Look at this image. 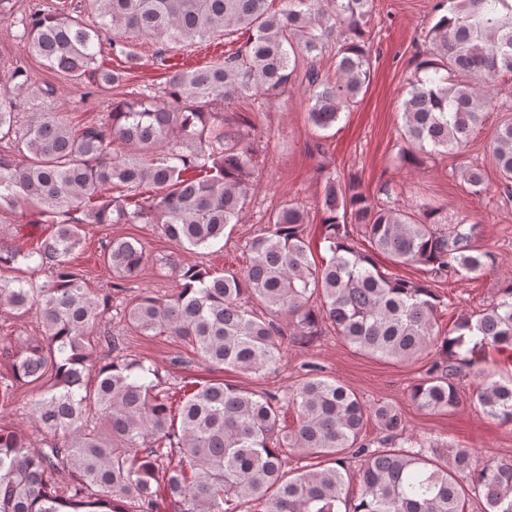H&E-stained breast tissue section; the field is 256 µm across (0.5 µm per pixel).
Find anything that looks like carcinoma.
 Instances as JSON below:
<instances>
[{"label": "carcinoma", "mask_w": 512, "mask_h": 512, "mask_svg": "<svg viewBox=\"0 0 512 512\" xmlns=\"http://www.w3.org/2000/svg\"><path fill=\"white\" fill-rule=\"evenodd\" d=\"M87 8L91 21L40 9L20 19L24 50L50 70L89 79L86 99L124 79L122 71L93 67L105 44L131 69L139 61L134 38L166 48L238 32L247 39L207 66L176 70L163 85L113 105L100 122L75 126L53 113L24 122L15 96L0 95V206L35 204L32 223L55 225L32 249L0 238V268L22 260L47 272L38 286L0 278V310L31 314L43 329L6 353L0 409L10 406L17 386H34L29 414L50 435L34 449L25 433L0 425V512H158L161 490L171 512H241L247 504L256 512H465L472 497L482 512H512L511 462L478 470L466 449L438 462L425 440L396 448L400 411L386 402L366 407L313 364L288 392L286 404L297 413L290 430L274 394L217 380L184 392L175 410L157 368L142 359L94 358L97 347L114 352L125 337L91 335L113 310L71 265L83 226L152 224L182 247L223 238L249 205L255 163V124L239 114L230 126L225 108L299 81L312 126H333L370 81L365 35L373 0H287L277 12L270 0H87ZM338 31L346 37L332 81L300 59L322 53ZM424 39L429 51L402 102L400 135L413 163L419 153L466 152L499 78L512 80V0H441ZM9 78L18 93L30 82L18 63ZM116 142L125 150L113 149ZM492 154L512 198V122L496 130ZM462 177L472 194L483 192L481 169L468 167ZM146 186L155 194L139 197ZM383 194L374 203L358 180L330 175L321 205L325 262L310 259L307 212L286 203L246 243L243 269L216 276L200 265L184 267L174 294L129 298L116 315L139 336H175L211 366L257 375L275 369L282 339L307 345L327 324L378 359L408 361L438 345L443 360L430 363L409 397L420 411L454 409L462 367L481 374L480 353L512 346V279L487 308L463 313L443 330L433 283L491 272L492 255L472 247L469 217L450 223L430 202L405 208L389 190ZM357 229L369 249L355 245ZM101 249L114 290L140 276L146 250L139 239L112 238ZM380 254L394 266H422L428 278L385 272ZM473 400L512 425V378H485ZM370 419L382 433L376 448L362 436ZM290 449L318 463L289 471ZM174 452L178 463L169 465ZM350 457L358 460L356 498Z\"/></svg>", "instance_id": "1"}]
</instances>
